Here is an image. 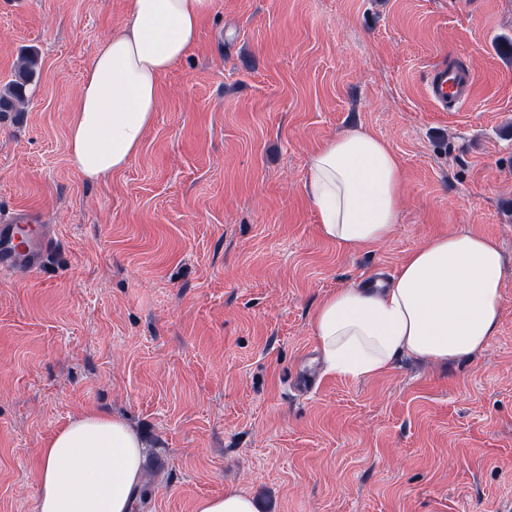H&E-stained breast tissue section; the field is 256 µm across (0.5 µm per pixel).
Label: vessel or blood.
<instances>
[{"label":"vessel or blood","mask_w":512,"mask_h":512,"mask_svg":"<svg viewBox=\"0 0 512 512\" xmlns=\"http://www.w3.org/2000/svg\"><path fill=\"white\" fill-rule=\"evenodd\" d=\"M431 100L441 110H448L464 103L470 94L468 74L460 69L445 67L434 71L428 84ZM54 248L45 225L31 224L17 219L10 224H0V271L16 267L39 271Z\"/></svg>","instance_id":"1"}]
</instances>
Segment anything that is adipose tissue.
I'll return each instance as SVG.
<instances>
[{"label": "adipose tissue", "instance_id": "obj_1", "mask_svg": "<svg viewBox=\"0 0 512 512\" xmlns=\"http://www.w3.org/2000/svg\"><path fill=\"white\" fill-rule=\"evenodd\" d=\"M210 0H130L124 26L98 49L69 131L70 159L96 178L123 169L153 123L161 77L196 40ZM402 166L363 126L310 156L304 192L325 240L346 251L388 239L399 220ZM505 266L498 242L467 232L415 249L386 287L348 285L315 308L310 327L325 373L360 380L411 356L433 362L484 348L496 335ZM143 444L121 418L90 412L41 450L38 512H132Z\"/></svg>", "mask_w": 512, "mask_h": 512}]
</instances>
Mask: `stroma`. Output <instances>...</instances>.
<instances>
[{"instance_id": "obj_1", "label": "stroma", "mask_w": 512, "mask_h": 512, "mask_svg": "<svg viewBox=\"0 0 512 512\" xmlns=\"http://www.w3.org/2000/svg\"><path fill=\"white\" fill-rule=\"evenodd\" d=\"M128 9L0 0V86L40 57L25 112L0 113V224L24 213L57 243L40 271L0 273V512H38L41 449L92 410L146 445L133 512H195L229 487L258 512H512V0H211L139 151L90 179L69 128ZM444 63L474 84L450 112L427 92ZM354 125L404 183L389 239L347 252L303 181ZM455 232L503 254L487 346L324 374L322 297Z\"/></svg>"}]
</instances>
